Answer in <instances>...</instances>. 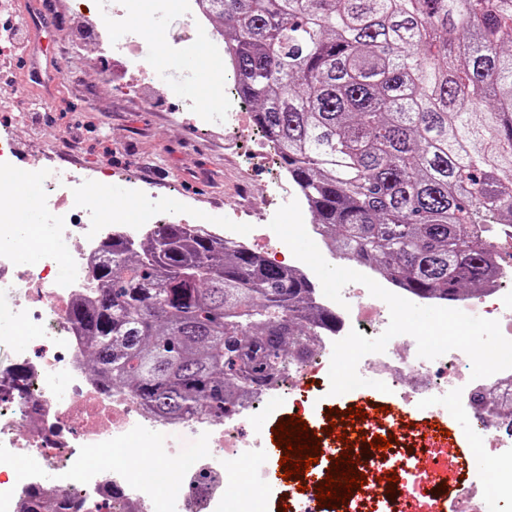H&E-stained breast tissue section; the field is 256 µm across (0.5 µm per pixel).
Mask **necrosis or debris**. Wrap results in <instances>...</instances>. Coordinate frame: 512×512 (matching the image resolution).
Returning <instances> with one entry per match:
<instances>
[{"label":"necrosis or debris","mask_w":512,"mask_h":512,"mask_svg":"<svg viewBox=\"0 0 512 512\" xmlns=\"http://www.w3.org/2000/svg\"><path fill=\"white\" fill-rule=\"evenodd\" d=\"M71 13L83 17V44L92 46L93 62L100 77L116 90L152 99L157 95L150 69L140 57L141 33L129 28L132 17L144 14L155 20L159 33L177 28L204 42L210 60L218 69L231 67L232 57L223 34L211 23L207 0H68ZM121 28L126 37L110 41L108 31ZM233 96L219 89L217 104L181 103L176 111L183 121L204 128L222 141L225 151H235L245 139L261 137L259 127L247 125L233 109ZM16 147L11 132L0 134V327L24 326L38 334L30 347L9 348L0 364V512H21L30 489L73 503L78 512H271L272 494L265 478L253 471L241 472L237 463L253 462L264 450L251 436L246 418L264 408L274 414L283 391H301L308 378L325 382L333 344L350 330L365 336L381 335L389 325L387 304L370 295L360 283L342 290V302L315 291V306L336 315V327L319 333L311 356L285 367L287 386L278 385L251 394L238 409L223 418L201 415L189 420L155 417L130 394L101 389L88 361L84 340L77 336L69 319L73 303L91 297L98 286L96 267L109 245L121 241L133 246L147 239L155 225L169 223L170 208L151 205L141 221L113 214L103 222L95 205L72 202L76 188L85 186L99 172L75 164L66 169L40 172L43 197L50 204L52 232L40 243L38 265L23 267L16 253L24 233L14 223L16 200L10 193L16 167ZM282 202L300 198L297 186L279 177L275 189H262L257 207L244 212L233 205L217 217L188 208L197 225L207 234L244 246L258 239L273 238L268 223L272 195ZM251 223H242L243 214ZM512 268L499 267L479 296L453 301V308L477 310L497 320L502 334L512 340ZM359 375L386 383L387 393L361 401L352 398L350 407H362L365 417L356 421L350 437L357 471L367 482L356 488L338 508L312 507L319 481L331 465L320 455L310 473L301 475L299 489L291 490L287 512H405V502L419 487L421 473L416 452L364 448L363 439L388 434L378 424L381 406L404 414H430L437 418L456 415L471 421L469 438L477 456L490 472L482 485H465L456 497L468 512H512V432L492 414L474 411L471 398L481 392L494 398H512V369L472 379L470 358L452 350L433 359L417 354L413 337L398 335L384 352L365 355L357 367ZM153 433L190 431L198 446L192 453L172 449L178 460L177 474L162 484L154 470L143 464L136 440L144 430ZM113 448L118 457L110 466H91L86 457L92 449ZM20 457L39 459L38 468L18 470ZM397 472L396 483H388L386 472Z\"/></svg>","instance_id":"4bbe7bcc"}]
</instances>
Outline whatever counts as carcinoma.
<instances>
[{"label":"carcinoma","mask_w":512,"mask_h":512,"mask_svg":"<svg viewBox=\"0 0 512 512\" xmlns=\"http://www.w3.org/2000/svg\"><path fill=\"white\" fill-rule=\"evenodd\" d=\"M209 2L254 123L335 249L423 301L494 276L476 225H512V0ZM97 278L69 313L91 367L163 419L234 411L336 327L301 275L190 224L112 243ZM473 401L512 430V399ZM68 509L33 489L23 512Z\"/></svg>","instance_id":"obj_1"}]
</instances>
